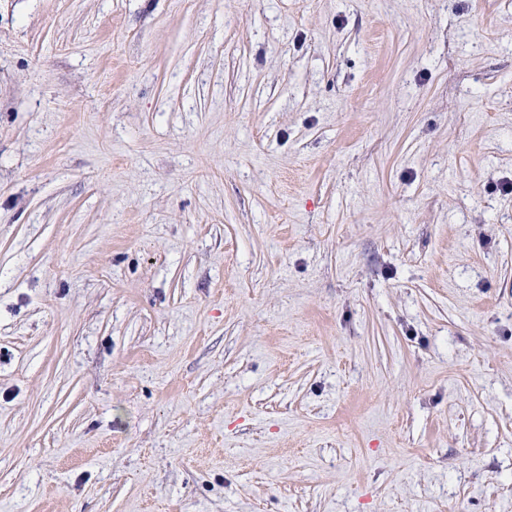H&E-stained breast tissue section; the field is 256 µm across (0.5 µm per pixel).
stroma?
Listing matches in <instances>:
<instances>
[{"label": "stroma", "instance_id": "35a3bbf8", "mask_svg": "<svg viewBox=\"0 0 512 512\" xmlns=\"http://www.w3.org/2000/svg\"><path fill=\"white\" fill-rule=\"evenodd\" d=\"M0 512H512V0H0Z\"/></svg>", "mask_w": 512, "mask_h": 512}]
</instances>
